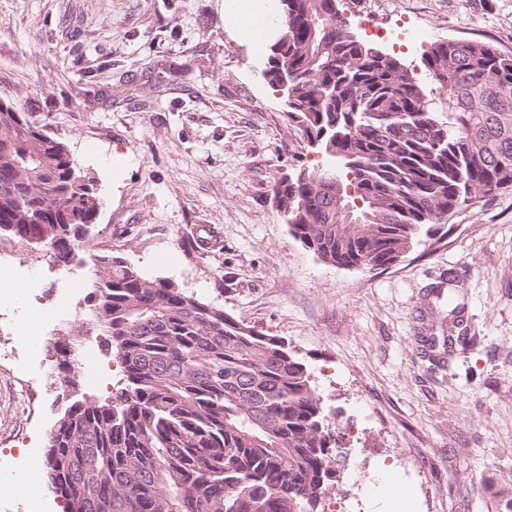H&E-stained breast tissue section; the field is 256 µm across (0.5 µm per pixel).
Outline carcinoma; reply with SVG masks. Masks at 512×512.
Returning a JSON list of instances; mask_svg holds the SVG:
<instances>
[{
    "mask_svg": "<svg viewBox=\"0 0 512 512\" xmlns=\"http://www.w3.org/2000/svg\"><path fill=\"white\" fill-rule=\"evenodd\" d=\"M281 45L262 71L288 121L326 158L275 181L291 234L322 260L387 269L420 235L512 188V54L431 43L423 60L442 119L414 72L358 38L336 0H278ZM14 103L0 108V235L87 267L85 322L50 343L66 401L44 464L65 512H316L337 484L347 428L330 421L285 342L92 241L102 202L63 142ZM448 335L461 324L448 295ZM102 336L124 384L78 397L82 337Z\"/></svg>",
    "mask_w": 512,
    "mask_h": 512,
    "instance_id": "cac0c4a2",
    "label": "carcinoma"
}]
</instances>
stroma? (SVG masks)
I'll return each instance as SVG.
<instances>
[{"label":"stroma","instance_id":"obj_1","mask_svg":"<svg viewBox=\"0 0 512 512\" xmlns=\"http://www.w3.org/2000/svg\"><path fill=\"white\" fill-rule=\"evenodd\" d=\"M360 38L368 23L476 39L512 51V0H338ZM224 20V0H0V99L62 141L102 206L95 242L147 277H165L255 331L281 337L348 428L350 457L329 490L342 512H506L512 499V188L462 207L451 228L388 269L326 263L295 239L271 186L309 152ZM214 230L200 254L180 241ZM11 253L0 288V477L43 455L65 408L34 358L75 334L87 269L38 246ZM451 281L467 337L434 363L421 339L445 316ZM69 310L35 342L25 308Z\"/></svg>","mask_w":512,"mask_h":512}]
</instances>
